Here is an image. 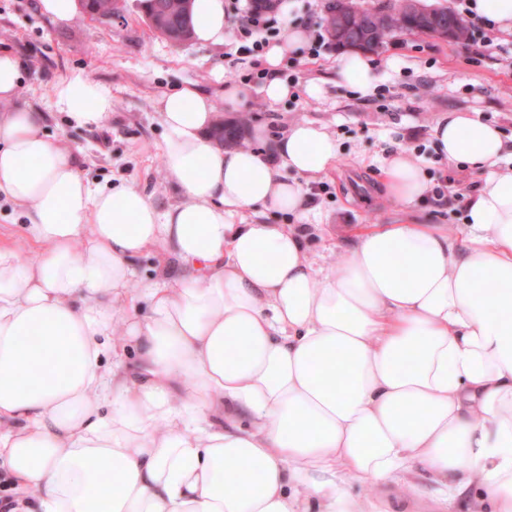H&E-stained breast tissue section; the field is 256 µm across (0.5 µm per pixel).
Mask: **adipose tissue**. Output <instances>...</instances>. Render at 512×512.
Segmentation results:
<instances>
[{"label": "adipose tissue", "instance_id": "adipose-tissue-1", "mask_svg": "<svg viewBox=\"0 0 512 512\" xmlns=\"http://www.w3.org/2000/svg\"><path fill=\"white\" fill-rule=\"evenodd\" d=\"M194 39L224 42V0H194ZM304 39L264 55L276 73ZM24 64L0 52V198L42 258L0 243V465L40 512H367L346 477L379 490L424 474L447 505L512 512V141L454 112L433 135L481 172L466 239L431 224L361 234L341 266L315 268L303 241L242 214L306 211L303 183L336 165L335 138L291 124L265 148H222L212 98L159 101L167 131L160 203L133 184H94L46 138L47 114L96 125L112 91L59 80L44 110L16 106ZM384 194L411 206L419 165L393 153ZM173 255L143 283L134 258ZM124 341L114 344V330ZM416 361H408L409 351ZM161 262L162 261L152 254L142 255L135 260L134 267L137 274L127 288L129 295L127 302L133 312L136 310L141 313L146 312L147 305L144 301L139 299V290L144 281L157 276Z\"/></svg>", "mask_w": 512, "mask_h": 512}]
</instances>
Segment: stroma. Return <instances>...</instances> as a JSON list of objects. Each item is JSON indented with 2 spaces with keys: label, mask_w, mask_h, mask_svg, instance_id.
Wrapping results in <instances>:
<instances>
[{
  "label": "stroma",
  "mask_w": 512,
  "mask_h": 512,
  "mask_svg": "<svg viewBox=\"0 0 512 512\" xmlns=\"http://www.w3.org/2000/svg\"><path fill=\"white\" fill-rule=\"evenodd\" d=\"M491 37L474 60L466 42L393 36L374 54L378 80L363 90L338 83L335 47L317 57L303 48L284 58L278 72L291 88L288 98L269 103L255 78L263 63L240 51L237 26H230L219 47L175 45L150 27L141 0H121L119 16L109 21L80 15L67 24L42 14L38 0H0V48L26 64L22 101L42 107L57 81L79 72L111 88L112 113L98 125L77 129L58 116L45 120L47 137L62 139L92 182L132 183L156 199L177 201L166 177L165 130L156 102L186 84L219 105V122L242 124L244 144L257 128L273 136L296 122L325 125L340 148L339 162L312 182L307 219L281 212L268 218L300 234L310 260L322 268L336 265L358 232L383 224L411 219L464 235L458 197L473 193L481 177L442 157L432 128L442 115L472 112L512 137V35L495 30ZM228 80L243 90L235 112L221 108ZM314 85L315 95L309 92ZM394 152L418 158L429 187L425 200L410 210L375 202L370 194Z\"/></svg>",
  "instance_id": "1"
}]
</instances>
